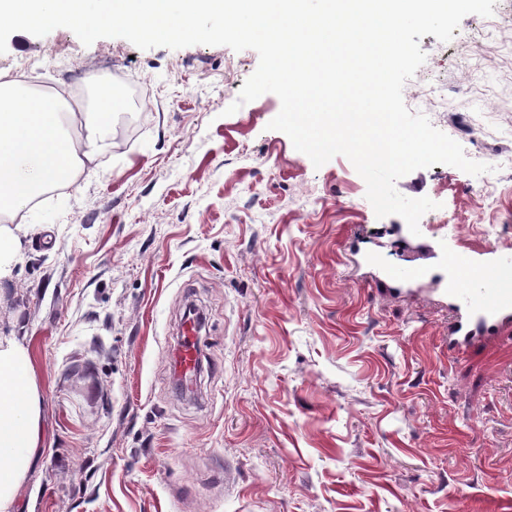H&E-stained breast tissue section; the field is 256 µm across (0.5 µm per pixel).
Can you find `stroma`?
Returning a JSON list of instances; mask_svg holds the SVG:
<instances>
[{
  "mask_svg": "<svg viewBox=\"0 0 512 512\" xmlns=\"http://www.w3.org/2000/svg\"><path fill=\"white\" fill-rule=\"evenodd\" d=\"M420 46L405 105L493 170L399 178L438 204L415 236L376 217L348 158L314 167L269 129L275 94L227 114L254 50L9 36L0 73L43 66L24 90L92 112L100 81L129 76L144 114L134 140L20 211L0 330L30 347L46 447L16 512H512V345L449 359L447 308L385 296L347 251L360 234L386 266L443 244L512 253V0ZM191 306L187 395L173 354Z\"/></svg>",
  "mask_w": 512,
  "mask_h": 512,
  "instance_id": "1",
  "label": "stroma"
}]
</instances>
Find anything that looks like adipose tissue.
Listing matches in <instances>:
<instances>
[{"instance_id": "obj_1", "label": "adipose tissue", "mask_w": 512, "mask_h": 512, "mask_svg": "<svg viewBox=\"0 0 512 512\" xmlns=\"http://www.w3.org/2000/svg\"><path fill=\"white\" fill-rule=\"evenodd\" d=\"M114 103L101 99L84 118L83 135L72 139L59 100L21 92L0 81V213L30 203L45 188L67 181L82 161L111 147L105 137ZM44 448L40 394L29 348L0 333V512H14L16 491Z\"/></svg>"}]
</instances>
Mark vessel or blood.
Masks as SVG:
<instances>
[{
    "label": "vessel or blood",
    "instance_id": "b4317fda",
    "mask_svg": "<svg viewBox=\"0 0 512 512\" xmlns=\"http://www.w3.org/2000/svg\"><path fill=\"white\" fill-rule=\"evenodd\" d=\"M354 255L371 269L376 281L391 291H418L445 299L448 306V350H471L500 339L512 326V263L500 258L480 260L464 253L436 254L434 263L386 268L362 242L352 245ZM195 328L185 323L186 342L179 354L182 376L193 375L200 361V350L192 337Z\"/></svg>",
    "mask_w": 512,
    "mask_h": 512
}]
</instances>
